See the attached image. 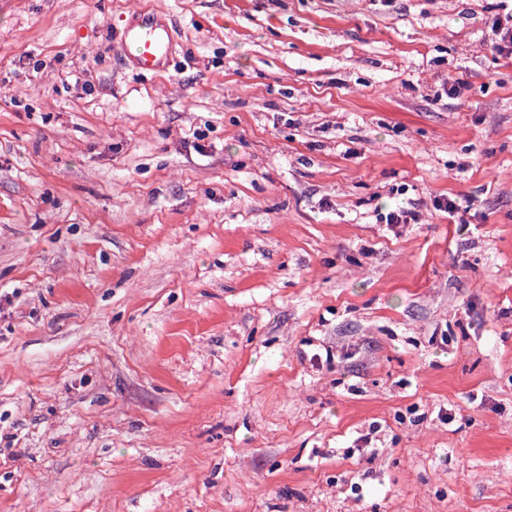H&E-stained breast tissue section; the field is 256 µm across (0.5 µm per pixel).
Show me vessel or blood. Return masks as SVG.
I'll return each mask as SVG.
<instances>
[{
  "label": "vessel or blood",
  "instance_id": "b4317fda",
  "mask_svg": "<svg viewBox=\"0 0 512 512\" xmlns=\"http://www.w3.org/2000/svg\"><path fill=\"white\" fill-rule=\"evenodd\" d=\"M121 40L130 48L135 67L145 73L166 67L174 51L171 30L160 24L151 12L142 13L136 24L127 26Z\"/></svg>",
  "mask_w": 512,
  "mask_h": 512
}]
</instances>
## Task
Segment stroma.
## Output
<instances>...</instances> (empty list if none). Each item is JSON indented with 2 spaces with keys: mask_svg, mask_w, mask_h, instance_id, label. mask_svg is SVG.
Wrapping results in <instances>:
<instances>
[{
  "mask_svg": "<svg viewBox=\"0 0 512 512\" xmlns=\"http://www.w3.org/2000/svg\"><path fill=\"white\" fill-rule=\"evenodd\" d=\"M502 12L0 0V512H512ZM121 41L131 49L135 67L145 73L166 67L174 51L172 31L160 24L152 12L142 13L135 25L127 26ZM495 36L490 42V49L495 54H512V12L494 18L491 26Z\"/></svg>",
  "mask_w": 512,
  "mask_h": 512,
  "instance_id": "1",
  "label": "stroma"
}]
</instances>
